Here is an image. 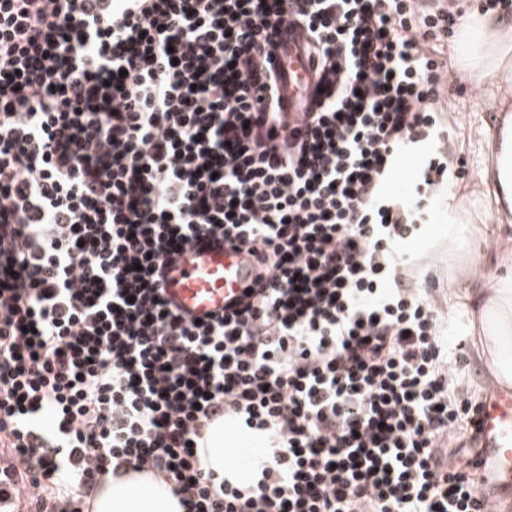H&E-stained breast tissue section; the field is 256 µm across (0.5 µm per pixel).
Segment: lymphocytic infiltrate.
Returning a JSON list of instances; mask_svg holds the SVG:
<instances>
[{
    "label": "lymphocytic infiltrate",
    "mask_w": 512,
    "mask_h": 512,
    "mask_svg": "<svg viewBox=\"0 0 512 512\" xmlns=\"http://www.w3.org/2000/svg\"><path fill=\"white\" fill-rule=\"evenodd\" d=\"M418 0H0V512H88L153 473L183 512H474L483 403L407 243L448 181ZM300 29L317 89L275 70ZM413 186L392 192L399 156ZM220 240L241 297L172 309L175 258ZM265 443L220 477L208 433Z\"/></svg>",
    "instance_id": "1"
}]
</instances>
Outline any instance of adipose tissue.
Masks as SVG:
<instances>
[{
    "instance_id": "obj_1",
    "label": "adipose tissue",
    "mask_w": 512,
    "mask_h": 512,
    "mask_svg": "<svg viewBox=\"0 0 512 512\" xmlns=\"http://www.w3.org/2000/svg\"><path fill=\"white\" fill-rule=\"evenodd\" d=\"M453 52L477 78H491L489 93L500 112L497 128L484 143V163L473 192L498 227L512 224V25L503 13L470 9ZM492 279L468 280L462 293L471 304L470 332L477 357L501 387H512V237L496 254ZM208 458L216 470L250 477L263 457L241 447L235 433L216 427ZM92 512H182L166 484L149 473L106 477L97 488Z\"/></svg>"
}]
</instances>
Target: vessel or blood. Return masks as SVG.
Returning <instances> with one entry per match:
<instances>
[{
  "label": "vessel or blood",
  "instance_id": "vessel-or-blood-1",
  "mask_svg": "<svg viewBox=\"0 0 512 512\" xmlns=\"http://www.w3.org/2000/svg\"><path fill=\"white\" fill-rule=\"evenodd\" d=\"M248 279L246 256L220 242L187 250L165 283L171 305L187 317L203 319L223 313L239 297ZM477 459L488 490L512 499V392H494L476 416Z\"/></svg>",
  "mask_w": 512,
  "mask_h": 512
}]
</instances>
